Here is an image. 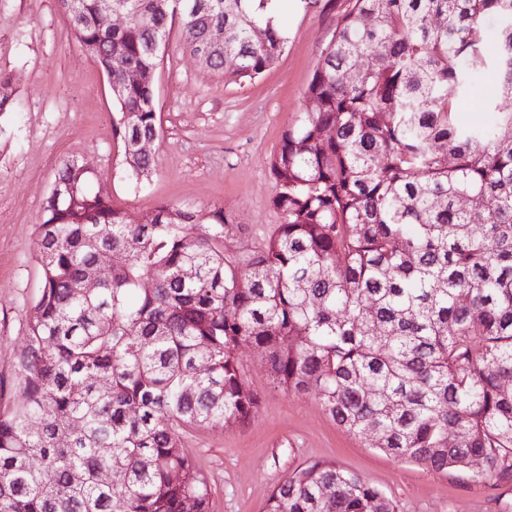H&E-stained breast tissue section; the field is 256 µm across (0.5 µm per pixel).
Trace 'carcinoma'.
<instances>
[{"label": "carcinoma", "instance_id": "carcinoma-1", "mask_svg": "<svg viewBox=\"0 0 512 512\" xmlns=\"http://www.w3.org/2000/svg\"><path fill=\"white\" fill-rule=\"evenodd\" d=\"M279 2L112 0L128 14L114 30L102 0H72L75 40L112 67L132 179L156 170L136 139L160 136L154 75L173 24L200 53L224 30L205 65L256 78L289 41ZM486 76V119L464 125L461 104ZM14 83L0 72L1 113ZM511 98L512 0H354L270 161L280 223L263 240L236 246L221 208L165 204L136 219L65 161L36 227L23 401L0 410V512H183L188 499L210 512L180 430L258 412L244 342L279 387L315 392L336 424L378 435L389 455L437 471L480 458L482 476L512 475ZM108 249L125 260L100 272ZM95 272L100 287L75 294ZM265 512L397 505L322 461L287 475Z\"/></svg>", "mask_w": 512, "mask_h": 512}]
</instances>
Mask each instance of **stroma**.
<instances>
[{
	"label": "stroma",
	"instance_id": "35a3bbf8",
	"mask_svg": "<svg viewBox=\"0 0 512 512\" xmlns=\"http://www.w3.org/2000/svg\"><path fill=\"white\" fill-rule=\"evenodd\" d=\"M352 5L318 0L305 10L283 0L287 48L253 79L233 81L206 68L172 29L154 80L158 166L137 188L113 135L107 78L74 39L58 0H0V70L17 76L14 108L0 114V402L19 398L14 363L40 288L35 227L63 161L92 166L113 202L135 216L163 204L223 208L241 226L237 245L251 244L279 221L270 205V160ZM238 356L261 399L253 420L183 434L184 452L209 482L211 512H264L281 480L314 460L359 473L398 512H512V477L435 471L390 456L339 427L313 392L275 387L254 346L241 345Z\"/></svg>",
	"mask_w": 512,
	"mask_h": 512
}]
</instances>
